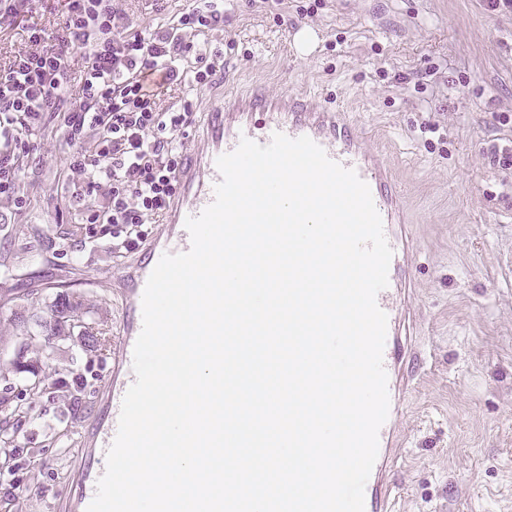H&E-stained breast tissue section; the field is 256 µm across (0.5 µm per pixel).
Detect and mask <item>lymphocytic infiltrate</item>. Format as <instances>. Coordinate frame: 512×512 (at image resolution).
I'll return each instance as SVG.
<instances>
[{"mask_svg":"<svg viewBox=\"0 0 512 512\" xmlns=\"http://www.w3.org/2000/svg\"><path fill=\"white\" fill-rule=\"evenodd\" d=\"M223 23L224 0H196L170 30L120 36L113 0H66L57 31L30 27L25 48L0 67V196L25 207L17 191L22 162L36 152L45 116L55 115L72 147L69 167L81 176L75 199L86 223L111 226L113 257L136 250L146 225L170 204L183 141L196 126L195 113L164 111L156 100L185 79L207 86L219 55L196 33ZM75 48L87 61L72 95L68 55ZM190 55L198 67L188 76L179 63Z\"/></svg>","mask_w":512,"mask_h":512,"instance_id":"1","label":"lymphocytic infiltrate"}]
</instances>
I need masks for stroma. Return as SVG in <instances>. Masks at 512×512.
Returning <instances> with one entry per match:
<instances>
[{"mask_svg": "<svg viewBox=\"0 0 512 512\" xmlns=\"http://www.w3.org/2000/svg\"><path fill=\"white\" fill-rule=\"evenodd\" d=\"M193 0H117L123 29L170 27ZM65 0H35L0 27V65L26 29H54ZM318 38L293 51L298 29ZM199 40L223 64L198 90L170 85L162 108L205 113L218 96L252 85L309 93L352 113L358 133L383 149L405 191L404 294L413 333L400 375L396 433L403 446L388 471L395 512H512V170L493 166L491 140L512 138V11L485 0H224V24ZM447 131L422 132L425 117ZM24 166L22 211L0 197V396L31 405L15 447L0 451V512H74L93 428L112 380L81 335L35 352L22 345L18 310L46 315L58 283L84 299L83 326L115 336L121 275L108 228L87 224L72 196L77 179L58 121L47 120ZM35 366L51 387L36 394L10 368Z\"/></svg>", "mask_w": 512, "mask_h": 512, "instance_id": "stroma-1", "label": "stroma"}]
</instances>
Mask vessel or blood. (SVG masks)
I'll return each mask as SVG.
<instances>
[{"mask_svg": "<svg viewBox=\"0 0 512 512\" xmlns=\"http://www.w3.org/2000/svg\"><path fill=\"white\" fill-rule=\"evenodd\" d=\"M277 132L292 138L309 137L331 160L354 169L370 188L392 250H399L403 244V190L382 151L365 146L343 110L323 106L309 94H271L262 89L211 103L177 174L176 192L166 216L168 229L140 252L128 275L125 314L113 353L112 391L103 423L92 434L95 453L106 454L112 444L122 399L135 380L133 349L142 329V296L149 275L163 254L189 250L191 237L185 220L199 215L213 202L214 186L221 179L217 157L235 150L241 138L265 145ZM398 294V266L393 263L389 266V285L377 296L378 306L388 316L383 363L392 393L397 390V376L406 355L399 342L406 325L399 314ZM394 427L395 420L390 417L379 430L378 456L365 486V512H393L386 468L389 458L398 453ZM103 472L100 466L86 470L77 493L81 512H86L93 500Z\"/></svg>", "mask_w": 512, "mask_h": 512, "instance_id": "vessel-or-blood-1", "label": "vessel or blood"}]
</instances>
